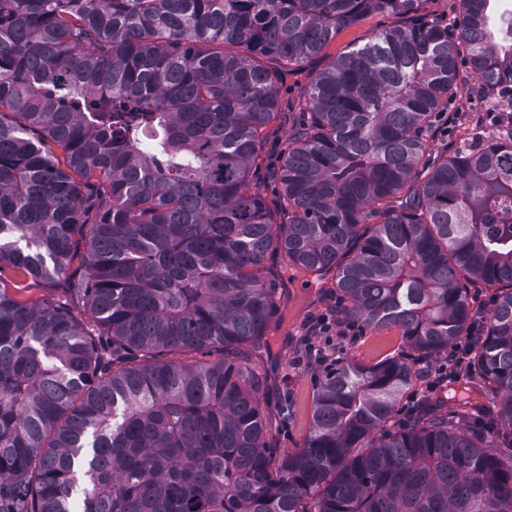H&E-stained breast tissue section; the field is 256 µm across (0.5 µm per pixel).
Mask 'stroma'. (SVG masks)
<instances>
[{
  "label": "stroma",
  "instance_id": "obj_1",
  "mask_svg": "<svg viewBox=\"0 0 512 512\" xmlns=\"http://www.w3.org/2000/svg\"><path fill=\"white\" fill-rule=\"evenodd\" d=\"M393 17L372 14L339 32L312 62L283 70L277 84L280 110L267 130L263 154L249 172L253 185L267 202H275L280 185L274 177L288 152L293 135L309 121L305 95L313 74L335 57L352 51L376 31L392 25ZM464 84L448 100V109L424 134L426 159L434 160L465 146L473 134L495 136L512 127V103L498 97H482L469 67L459 69ZM266 271L275 273L277 318L267 333L269 351L251 356L257 374L267 382L271 443L275 457L297 452L303 447L311 427L313 399L323 376V368L312 354L321 349L332 358L371 365L405 350L399 330H360L347 336L342 325L350 318L334 288V275L324 281L293 270L284 253L267 256ZM324 314L337 318L341 327L326 335L312 333L315 319Z\"/></svg>",
  "mask_w": 512,
  "mask_h": 512
}]
</instances>
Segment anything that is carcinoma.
<instances>
[{
    "instance_id": "1",
    "label": "carcinoma",
    "mask_w": 512,
    "mask_h": 512,
    "mask_svg": "<svg viewBox=\"0 0 512 512\" xmlns=\"http://www.w3.org/2000/svg\"><path fill=\"white\" fill-rule=\"evenodd\" d=\"M422 0H0V478L13 512H512V132L414 174L467 64L512 98L491 0L453 30L394 24L318 71L279 207L248 179L281 70ZM62 151L57 156L47 148ZM276 248L407 351L320 382L303 448L272 457L265 381ZM54 282L60 298L3 285ZM497 286L456 413L396 427L420 361ZM220 352L212 362L164 359ZM486 392L498 398L483 405ZM357 454L351 449L360 443ZM5 277L10 291L15 292L13 285L16 284V282L19 286H25V289L16 292L17 297L25 302H37L49 294H60V290L58 291L51 288L50 283L38 282L31 284L30 281L21 283L20 279L11 276L10 273L5 274ZM462 284L467 288L469 298L474 302L473 308L477 309L480 315L486 316L488 311L493 307L496 288H486L485 285L480 282H462Z\"/></svg>"
}]
</instances>
